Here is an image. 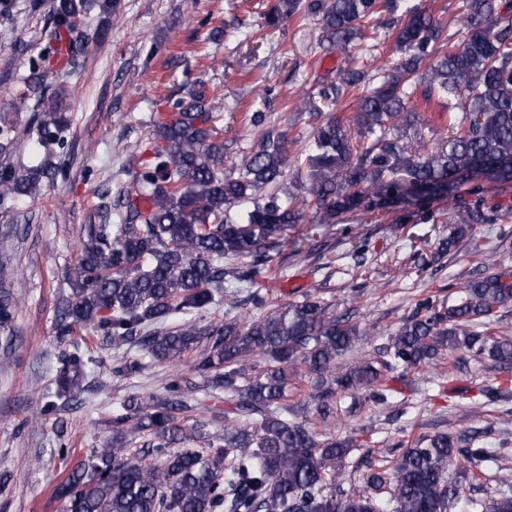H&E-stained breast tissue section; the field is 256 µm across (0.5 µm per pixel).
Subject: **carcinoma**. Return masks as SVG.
Segmentation results:
<instances>
[{
	"mask_svg": "<svg viewBox=\"0 0 512 512\" xmlns=\"http://www.w3.org/2000/svg\"><path fill=\"white\" fill-rule=\"evenodd\" d=\"M96 6L106 17L117 0H55L49 38H66L70 57L87 54L106 34L77 31L72 18ZM463 45L448 48L447 24L411 0H276L266 25L300 14L318 18L321 40L347 53L336 79L294 111L317 120L301 165L305 177L285 182L289 138L263 134L224 173L230 145L211 126L204 97L167 99L172 115L158 124L151 158L128 171L120 191L125 211L117 224H92L65 279L69 294L56 320L63 346L55 372L53 414L87 390V366L96 349L78 329L124 345L150 363L194 353L191 372L224 395V411L190 428L176 413L189 408L200 386L177 375L164 392L131 397L112 419V441L59 481L53 498L66 512H448L463 499L469 510L512 512V469H500L498 496L477 503L448 484V464H465L476 481L481 464L512 457L504 443L491 450L463 447L446 433L378 448L365 481L394 486L384 501L369 493L333 489L335 464L357 447V437L322 438L316 416L345 394L387 404L388 375L401 377L433 365L449 351L512 363V336L477 325L512 303L505 274L470 279L461 295L436 304L426 298L387 338L376 355L344 357L363 336L359 326L333 314L315 294L257 318L205 319L223 297L249 290L246 302L266 306L254 289L259 266L288 246V231L310 209L317 224L358 215L378 216L412 204L410 189L447 183L457 198L448 212L451 247L476 224L512 219V204H490L481 178L512 182V0H463ZM401 12L395 63L368 64L372 19ZM15 69L38 97V132L65 128L58 95H49L27 46L14 49ZM358 114L348 123L331 115L346 98ZM436 101L448 114L433 148L418 128L419 102ZM51 155L33 151L23 173H0V202L36 197L56 176ZM14 292L0 289V329L11 325ZM175 314L177 328L164 327ZM304 367L313 376L315 413L288 404L290 377ZM203 441V447L188 443Z\"/></svg>",
	"mask_w": 512,
	"mask_h": 512,
	"instance_id": "carcinoma-1",
	"label": "carcinoma"
}]
</instances>
